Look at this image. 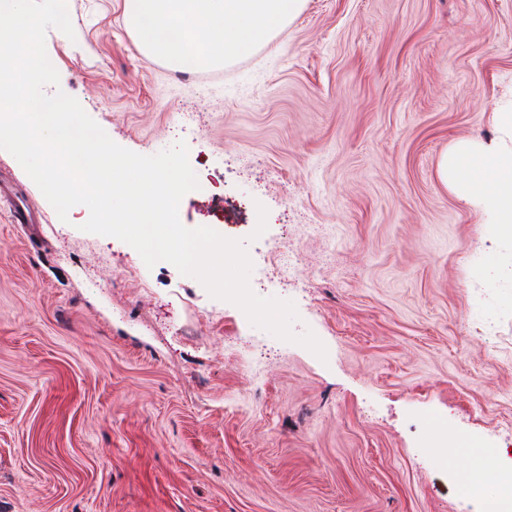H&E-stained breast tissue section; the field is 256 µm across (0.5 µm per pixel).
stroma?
I'll list each match as a JSON object with an SVG mask.
<instances>
[{
    "instance_id": "obj_1",
    "label": "stroma",
    "mask_w": 512,
    "mask_h": 512,
    "mask_svg": "<svg viewBox=\"0 0 512 512\" xmlns=\"http://www.w3.org/2000/svg\"><path fill=\"white\" fill-rule=\"evenodd\" d=\"M67 4L45 94L135 153L184 141L181 223L247 239L253 291L328 359L81 231L86 206L61 221L0 151L36 217L0 209V512H478L445 451L512 454V286L477 277L482 215L439 165L498 136L512 0H307L188 73L137 48L124 0Z\"/></svg>"
}]
</instances>
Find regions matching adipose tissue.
Masks as SVG:
<instances>
[{"label":"adipose tissue","mask_w":512,"mask_h":512,"mask_svg":"<svg viewBox=\"0 0 512 512\" xmlns=\"http://www.w3.org/2000/svg\"><path fill=\"white\" fill-rule=\"evenodd\" d=\"M305 0H124L129 31L147 56L191 72L253 51L286 27ZM497 142H459L440 164L442 179L484 217L491 242L480 276L512 283V259L496 252L512 244V102L493 115Z\"/></svg>","instance_id":"1"}]
</instances>
